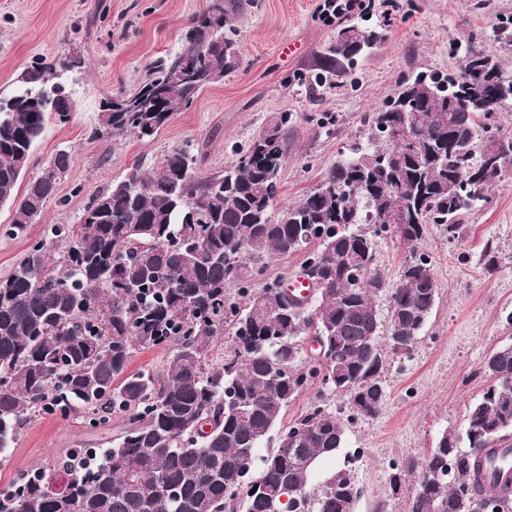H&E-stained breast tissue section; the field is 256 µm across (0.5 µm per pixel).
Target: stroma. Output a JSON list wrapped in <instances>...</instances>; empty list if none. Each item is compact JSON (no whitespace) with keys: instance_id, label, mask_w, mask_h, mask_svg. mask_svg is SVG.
Wrapping results in <instances>:
<instances>
[{"instance_id":"1","label":"stroma","mask_w":512,"mask_h":512,"mask_svg":"<svg viewBox=\"0 0 512 512\" xmlns=\"http://www.w3.org/2000/svg\"><path fill=\"white\" fill-rule=\"evenodd\" d=\"M321 2L254 0L225 32L240 52L238 69L141 140L98 134L101 105L107 97L137 91L157 58L179 51L186 26L209 0H0V98L14 94L33 68L64 57L81 61L62 74L75 103L72 117L50 121L17 190L25 192L29 179L59 151L68 153V169L25 236L11 234V209L0 206V279L51 225L76 223L93 195L133 166L152 168L182 149L201 156L202 174L222 171L272 117L287 114L288 161L271 210L276 220L340 155L366 140V115L383 108L404 79L459 72L451 43L474 44L512 68V50L493 37L512 18V0H370L367 10L332 22L320 11ZM360 21L379 33L378 44L336 79L315 82L317 64L339 29ZM327 112L336 118L329 133L316 123ZM464 224L463 238L454 243L435 229L414 247L391 230L372 237L374 263L386 279L376 298L379 312L387 311L401 266L414 251L428 255L438 299L410 357L387 361V397L379 413L348 426L347 449L363 451L356 512H405L404 495L389 488L390 463L422 460L444 431L460 429L467 407L488 386L480 372L484 359L512 342V170ZM488 249L498 259L491 274L483 268ZM126 420L119 412L100 425L73 410L34 416L23 424L9 460L0 461V492L24 472L56 468L76 449L111 446Z\"/></svg>"}]
</instances>
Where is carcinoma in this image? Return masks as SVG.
I'll list each match as a JSON object with an SVG mask.
<instances>
[{"instance_id":"obj_1","label":"carcinoma","mask_w":512,"mask_h":512,"mask_svg":"<svg viewBox=\"0 0 512 512\" xmlns=\"http://www.w3.org/2000/svg\"><path fill=\"white\" fill-rule=\"evenodd\" d=\"M241 6L210 0L181 50L155 61L140 90L156 95L159 111L114 112L94 134L158 131L189 93L177 79L186 59L234 70L239 56L224 28ZM374 35L359 24L341 28L323 77L357 61ZM451 52L462 56L460 72L407 82L421 108L416 139L400 137L401 113L388 100L367 117V144L340 157L280 220L270 210L288 159L286 114L222 172L201 174L185 151L148 173L132 170L97 193L77 223L53 225L0 279V458L9 459L25 421L52 407L100 420L129 413L114 446L67 459L63 488L31 471L0 492V512H272L284 496L300 499L290 512H340L356 485L353 455L319 480L318 467L342 452L354 417L379 413L387 354L413 350L392 346L386 334L418 337L437 299L430 261L413 254L380 317L372 284L385 280L365 214L393 225L408 246L431 226L452 243L502 176L486 165L483 142L468 154L448 149V136L467 138L494 116L460 111L463 93L497 92L482 65L487 53L471 44ZM55 78V69L38 68L0 100V202L16 198L48 120L71 116L70 94ZM67 168L60 152L29 182L12 214L13 235L41 217ZM397 200L411 205L404 222L392 218ZM313 244L302 269L323 287L308 308L289 304L275 281L254 287L265 260ZM224 330L234 347L212 361L207 346ZM171 343L177 348L160 372L127 373L135 351ZM481 373L489 385L463 428L444 431L421 462L390 475L395 495L402 480L418 476L406 512H503L512 502V482L484 486L479 459L512 448V346L491 352ZM315 383L343 397L350 415L313 402L282 425L288 405ZM283 430L298 431L296 440L269 448Z\"/></svg>"}]
</instances>
